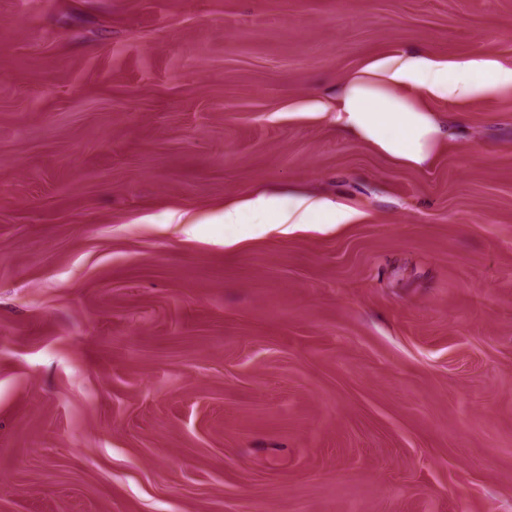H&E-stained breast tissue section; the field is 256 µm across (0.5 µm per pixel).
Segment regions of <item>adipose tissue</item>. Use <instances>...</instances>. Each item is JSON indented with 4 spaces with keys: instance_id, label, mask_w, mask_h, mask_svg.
<instances>
[{
    "instance_id": "adipose-tissue-1",
    "label": "adipose tissue",
    "mask_w": 512,
    "mask_h": 512,
    "mask_svg": "<svg viewBox=\"0 0 512 512\" xmlns=\"http://www.w3.org/2000/svg\"><path fill=\"white\" fill-rule=\"evenodd\" d=\"M503 91H512V67L486 53L448 62L412 49L373 60L341 82L336 126L399 165L423 169L433 164L455 133L447 118L430 108V101L473 100ZM314 215L322 223L336 224L344 211L327 200L264 193L224 209L225 223L272 224L285 233Z\"/></svg>"
}]
</instances>
